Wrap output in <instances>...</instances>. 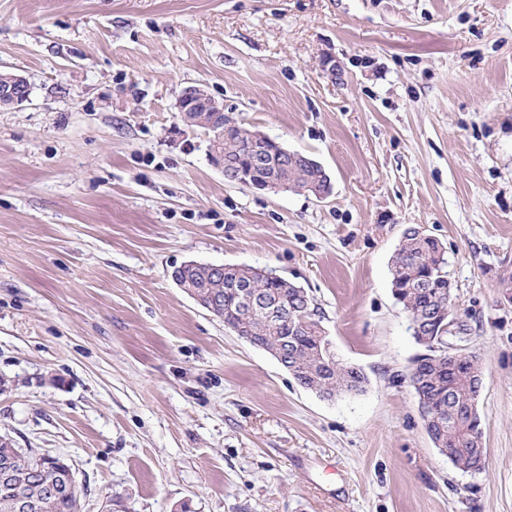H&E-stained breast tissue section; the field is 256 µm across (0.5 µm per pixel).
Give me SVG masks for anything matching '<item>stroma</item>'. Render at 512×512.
Segmentation results:
<instances>
[{
    "label": "stroma",
    "mask_w": 512,
    "mask_h": 512,
    "mask_svg": "<svg viewBox=\"0 0 512 512\" xmlns=\"http://www.w3.org/2000/svg\"><path fill=\"white\" fill-rule=\"evenodd\" d=\"M12 69L0 435L64 458L83 512H512V0H0ZM198 84L330 196L226 182L178 118ZM409 227L442 243L481 360L478 473L408 383ZM188 260L305 288L364 392L301 387L175 284ZM30 84L25 76L19 73H9L0 82V108L18 105L28 99ZM293 158L288 160V151L281 149L282 160L284 167L288 168V171L283 173V177L288 180V184L297 188H303L306 185H314L318 187L324 186V177L322 176L321 167L318 168L316 165L310 162V159L306 154L294 151Z\"/></svg>",
    "instance_id": "35a3bbf8"
}]
</instances>
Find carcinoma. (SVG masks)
Instances as JSON below:
<instances>
[{
    "label": "carcinoma",
    "mask_w": 512,
    "mask_h": 512,
    "mask_svg": "<svg viewBox=\"0 0 512 512\" xmlns=\"http://www.w3.org/2000/svg\"><path fill=\"white\" fill-rule=\"evenodd\" d=\"M251 129L239 125L224 136V155L250 169L248 136ZM288 184L297 188L306 185L324 186L321 169L310 158L295 152L283 173ZM448 260L442 244L428 234L409 227L392 259V293L403 307L409 321L417 322L430 310L448 309ZM183 283L200 293L208 294L216 306L214 315L224 326L241 337H253L265 348L286 352L288 373L303 388L334 398L364 391L367 378L362 370L336 359L331 341L316 319L313 299L308 293L283 287L282 281L257 268L228 265L224 270H187ZM252 282L265 293L270 312H252L240 299L237 285ZM443 323L436 322L429 335L416 336L422 352L413 359L419 380L413 387L416 397L433 403L438 417L430 426L436 442L452 451L451 462L461 471L483 470L485 462L471 454L482 439L478 412H469L476 373L481 364L476 355L465 356L448 364V356L438 350L446 340L441 334ZM46 512H77L76 497L62 495L47 501Z\"/></svg>",
    "instance_id": "carcinoma-1"
}]
</instances>
